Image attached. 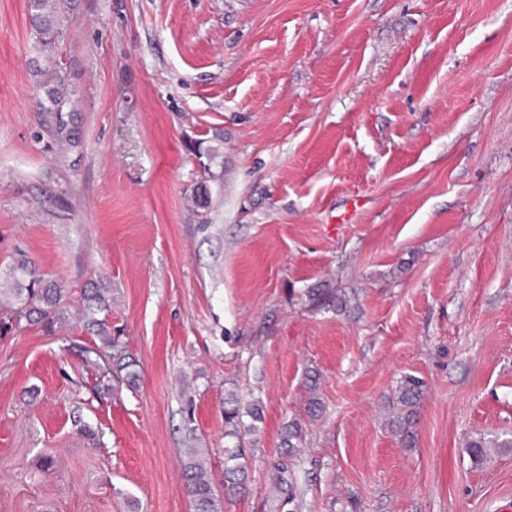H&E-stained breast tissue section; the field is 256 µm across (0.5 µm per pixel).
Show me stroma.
Here are the masks:
<instances>
[{
    "instance_id": "stroma-1",
    "label": "stroma",
    "mask_w": 512,
    "mask_h": 512,
    "mask_svg": "<svg viewBox=\"0 0 512 512\" xmlns=\"http://www.w3.org/2000/svg\"><path fill=\"white\" fill-rule=\"evenodd\" d=\"M66 15L61 145L27 2L0 0V289L25 258L64 290L52 328L0 335V512H193L181 457L223 482L229 392L262 420L224 512L512 508V0ZM90 283L137 388L85 361ZM425 390L424 382L412 375L401 378L396 389V399L399 405L396 423L399 431L404 433L411 425L417 413V406Z\"/></svg>"
}]
</instances>
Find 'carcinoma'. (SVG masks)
I'll return each instance as SVG.
<instances>
[{
  "label": "carcinoma",
  "mask_w": 512,
  "mask_h": 512,
  "mask_svg": "<svg viewBox=\"0 0 512 512\" xmlns=\"http://www.w3.org/2000/svg\"><path fill=\"white\" fill-rule=\"evenodd\" d=\"M63 8V0H27L29 20L47 61L43 70L45 79L40 84L41 96L36 99L35 109L54 118L52 131L60 141L70 136L63 113L72 111L73 107L63 67L56 60L64 30ZM16 271L20 279L16 280L10 292L20 304L19 312L30 319L47 324L53 322L60 304L61 289L24 259L17 262ZM111 305L112 298L100 288H91L84 294L81 313L84 327L100 340V343L87 349L86 354L95 355L107 365L109 371L116 374L117 382L133 389L137 386L139 375L132 370L134 362L126 360V354L112 338V328L109 326ZM424 390L425 385L420 378L412 375L401 378L396 389V423L400 432H405L414 420ZM247 414L251 418L248 424L242 420L238 396L229 394L224 398V437L230 439V443L224 446V495L217 493L212 474L201 461L203 449L184 450V486L192 498L194 512H223V498L235 495L246 481L251 446L249 437L256 432L257 423L262 421L260 408L256 404L248 409ZM466 450L476 463L488 458V446L482 439L469 441Z\"/></svg>",
  "instance_id": "carcinoma-1"
}]
</instances>
